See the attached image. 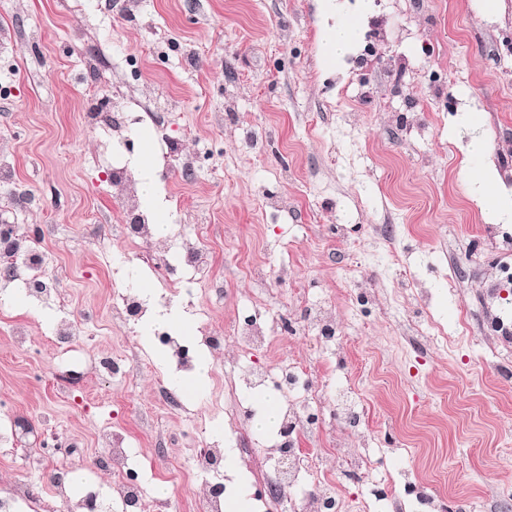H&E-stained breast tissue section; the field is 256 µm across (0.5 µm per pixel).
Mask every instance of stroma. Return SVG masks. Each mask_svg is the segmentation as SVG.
<instances>
[{
  "label": "stroma",
  "mask_w": 512,
  "mask_h": 512,
  "mask_svg": "<svg viewBox=\"0 0 512 512\" xmlns=\"http://www.w3.org/2000/svg\"><path fill=\"white\" fill-rule=\"evenodd\" d=\"M362 15L331 71L319 0H0V161L12 171L0 217L39 230L60 301L42 309L0 293V492L41 473L18 512H64L61 468L81 478L71 497L92 490L101 512H122L105 433L128 442L149 498L199 512L205 478L186 484L175 470L207 441L266 438L232 419L241 394L228 383L249 365L234 345L176 411L156 385L177 387L186 370L147 327L165 307L131 329L113 314V269L129 252L154 254L152 241L128 244L110 178L135 169L145 138L175 224L208 254L199 297L215 329L245 312L260 268L288 274L271 286V310L300 313L310 288L335 313L342 357L304 331L260 355L271 369L307 365L330 394L318 408L328 431L302 447H359L331 421L332 395L350 392L373 480L390 493L410 474L405 512L421 491L456 506L512 490V381L485 357L497 246L462 175L463 148L481 136L482 165L512 191V0L490 15L481 0H370ZM470 108L479 126L466 123ZM127 112L135 124L119 121ZM411 283L457 345L407 344L395 300ZM66 314L84 334L58 345ZM121 352L116 380L99 362Z\"/></svg>",
  "instance_id": "obj_1"
}]
</instances>
